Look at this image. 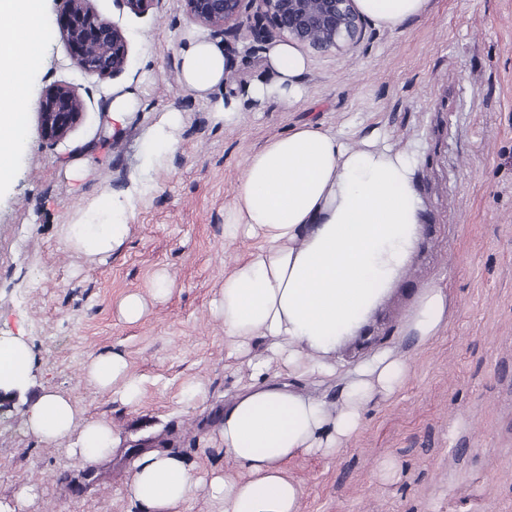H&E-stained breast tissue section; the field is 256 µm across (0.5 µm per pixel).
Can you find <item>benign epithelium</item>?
Wrapping results in <instances>:
<instances>
[{"label": "benign epithelium", "mask_w": 512, "mask_h": 512, "mask_svg": "<svg viewBox=\"0 0 512 512\" xmlns=\"http://www.w3.org/2000/svg\"><path fill=\"white\" fill-rule=\"evenodd\" d=\"M66 8L57 24L71 44L75 64L89 74L120 73L128 62L123 30L97 17L90 0H63ZM189 17L224 38L231 60L232 41L252 17L268 26H249L253 42L266 46L282 38L298 48L318 52L342 51L364 39L366 20L356 0H184ZM83 116V100L69 86L46 90L39 100L42 137L64 139Z\"/></svg>", "instance_id": "1"}]
</instances>
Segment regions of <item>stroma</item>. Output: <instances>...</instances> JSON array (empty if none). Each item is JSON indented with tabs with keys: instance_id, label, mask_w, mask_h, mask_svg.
Wrapping results in <instances>:
<instances>
[{
	"instance_id": "1",
	"label": "stroma",
	"mask_w": 512,
	"mask_h": 512,
	"mask_svg": "<svg viewBox=\"0 0 512 512\" xmlns=\"http://www.w3.org/2000/svg\"><path fill=\"white\" fill-rule=\"evenodd\" d=\"M119 25L129 62L117 75H87L55 23L61 0H44L42 60L25 102L26 148L0 188V336L24 331L38 383L68 395L86 421H104L123 442L85 466L35 439L19 404L0 408V500L18 484L40 486L27 512H130L127 484L138 456L177 454L200 472L230 465L208 436L224 404L248 379L228 356L209 306L224 269L254 246L224 244V207L248 154L308 120L344 132L350 145L378 133L417 158L425 220L408 266L369 320L406 353L411 373L377 401L336 457L301 456L288 473L304 490L302 512H512V0H431L423 17L394 30L367 26L353 50H306L304 97L291 105L245 100L267 78L264 50L248 35L234 44L224 84L203 98L181 90L179 58L206 27L184 0H154L135 13L121 0H91ZM55 84L75 88L81 121L59 142L44 140L38 102ZM136 92L127 124L105 103ZM242 97L239 121L213 124L225 97ZM185 116L178 149L151 164V130L163 112ZM140 185L124 246L106 260L69 250L61 227L108 191ZM173 284L151 296L156 271ZM448 312L437 336L417 348L401 334L429 286ZM136 292L143 317L124 321L120 301ZM122 351L145 381L137 407L98 390L84 365ZM199 382L203 396L184 390ZM394 462L396 480L376 476Z\"/></svg>"
}]
</instances>
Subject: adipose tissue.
<instances>
[{
	"label": "adipose tissue",
	"instance_id": "1",
	"mask_svg": "<svg viewBox=\"0 0 512 512\" xmlns=\"http://www.w3.org/2000/svg\"><path fill=\"white\" fill-rule=\"evenodd\" d=\"M430 0H357L378 28L393 31L422 17ZM42 0H0V185L8 184L22 147V100L38 67ZM272 78L247 89L261 103L298 102L309 62L287 42L266 53ZM224 49L192 41L180 56V86L207 95L226 78ZM417 160L364 136L350 147L341 134L307 121L250 153L232 201L224 207V242L255 240L247 256L224 270L211 313L224 326L230 353L249 358L251 378L225 403L217 438L234 474H198L178 455L141 454L128 482L137 512H177L206 492L216 512H301L304 490L288 475L303 455L334 456L360 428L370 405L393 396L410 374L408 358L384 348L348 370L338 401L298 388L295 378H331L337 347L357 336L404 274L424 220ZM134 200L107 193L63 225L68 248L103 259L130 234ZM448 297L426 288L403 333L415 346L439 332ZM260 354H253L256 344ZM280 374L270 375L271 366ZM35 362L20 336L0 338V389L15 392L28 432L61 444L68 457L96 464L122 442L112 426L81 421L72 400L45 389L30 394ZM95 387L137 405L143 380L117 350L84 367Z\"/></svg>",
	"mask_w": 512,
	"mask_h": 512
}]
</instances>
